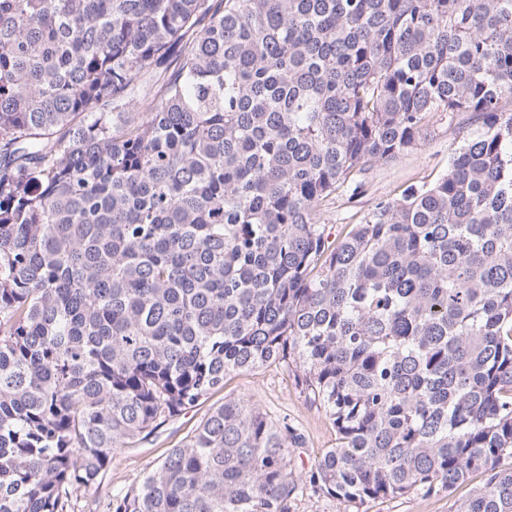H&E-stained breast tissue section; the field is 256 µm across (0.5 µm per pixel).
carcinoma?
<instances>
[{
  "instance_id": "1",
  "label": "carcinoma",
  "mask_w": 512,
  "mask_h": 512,
  "mask_svg": "<svg viewBox=\"0 0 512 512\" xmlns=\"http://www.w3.org/2000/svg\"><path fill=\"white\" fill-rule=\"evenodd\" d=\"M512 0H0V512L261 366L336 428L308 492L512 512ZM477 135L340 240L320 207ZM301 435L230 397L110 512H291ZM478 126L446 112H433L428 132L411 151L392 162L375 165L364 175L365 192L351 200L339 196L320 210V224H328L337 237L348 224H357L380 199H393L407 187L435 182L448 170L454 152L473 138Z\"/></svg>"
}]
</instances>
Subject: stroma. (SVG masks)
Listing matches in <instances>:
<instances>
[{
	"mask_svg": "<svg viewBox=\"0 0 512 512\" xmlns=\"http://www.w3.org/2000/svg\"><path fill=\"white\" fill-rule=\"evenodd\" d=\"M478 132L477 125L461 118L435 112L429 117L428 132L411 151L392 162L374 166L364 176L362 195L350 199L337 197L320 210L321 223L333 234H341L348 225L359 223L375 202L393 199L409 186L435 182L448 170L454 152ZM250 398L269 418L288 419L304 438L302 447L292 452L296 481H303L311 462L327 449L335 447L337 433L319 405L302 393L294 374L284 366H267L252 371L229 374L223 387L183 414L161 424L144 439L131 441L115 451L112 465L97 496L79 498L78 512H108L113 493L137 487L165 457L169 449L183 441L210 409L223 404L225 398ZM483 482L472 475L453 492L423 494L413 492L401 497L379 498L365 503L339 502L311 493L297 494L291 512H454L459 499Z\"/></svg>",
	"mask_w": 512,
	"mask_h": 512,
	"instance_id": "stroma-1",
	"label": "stroma"
}]
</instances>
